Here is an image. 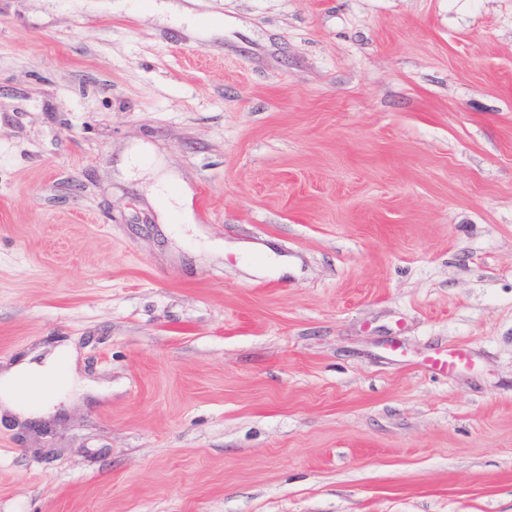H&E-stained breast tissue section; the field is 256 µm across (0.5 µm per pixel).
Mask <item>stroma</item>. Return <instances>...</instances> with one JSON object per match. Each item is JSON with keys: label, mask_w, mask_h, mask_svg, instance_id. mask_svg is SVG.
<instances>
[{"label": "stroma", "mask_w": 512, "mask_h": 512, "mask_svg": "<svg viewBox=\"0 0 512 512\" xmlns=\"http://www.w3.org/2000/svg\"><path fill=\"white\" fill-rule=\"evenodd\" d=\"M177 2L0 0V512H512V0ZM65 358L69 360L70 349L60 347L40 361L44 362V365H38L36 361H32V356H29L25 362L16 363L1 378L0 392L4 404L24 415L46 410L54 394L41 382L52 376L58 364ZM21 386L27 389L29 398L26 400L17 398V390Z\"/></svg>", "instance_id": "35a3bbf8"}]
</instances>
